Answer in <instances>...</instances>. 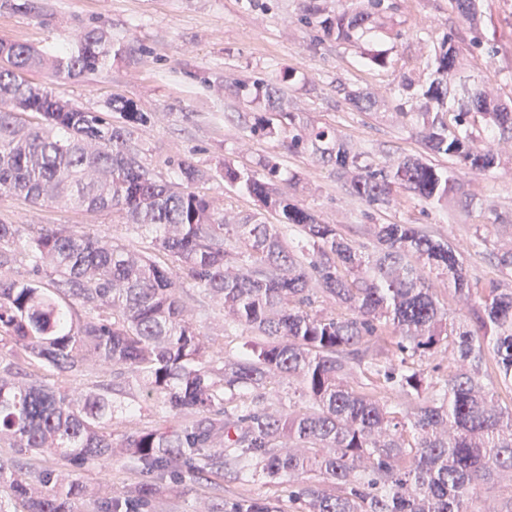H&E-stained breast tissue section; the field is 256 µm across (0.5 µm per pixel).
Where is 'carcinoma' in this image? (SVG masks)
<instances>
[{
	"label": "carcinoma",
	"instance_id": "carcinoma-1",
	"mask_svg": "<svg viewBox=\"0 0 512 512\" xmlns=\"http://www.w3.org/2000/svg\"><path fill=\"white\" fill-rule=\"evenodd\" d=\"M385 2L342 8L318 25L351 42ZM456 3L479 23L478 0ZM134 52L100 29L70 34L53 53L0 41V193L118 211L150 238L147 252L74 228L0 221V445L71 467L0 464L11 512H78L89 497L78 472L114 448L150 480L98 497L96 512L152 506L166 473L198 482L222 471L238 481L250 468L292 480L288 498L301 512H490L482 487L512 480V408L483 377L491 363L512 385V289L492 282L474 291L455 249L417 224L374 225L371 248L349 240L278 190L270 160L261 175L230 164L220 172L279 220L240 224L195 191L207 173L190 160L171 161L167 177L150 168L135 138L150 117L129 100L108 103L115 121L24 78L34 70L68 80ZM435 63L426 90L402 81L422 144L474 172L493 170L492 132L512 131V100L475 88L450 128L442 109L463 65L452 37ZM254 88L266 113L251 134L288 132V150L334 166L371 206L388 204L396 184L437 203L461 189L452 172L415 157L374 169L351 141L280 111L272 84ZM283 225L298 229L295 244ZM432 272L448 278L470 319L449 317L431 292ZM187 286L216 303L226 324L266 341L245 356L215 357L181 299ZM327 301L349 314L316 308ZM438 351L448 353V376L434 390L418 361ZM88 370L97 380L87 389L45 380ZM284 379L297 382L299 400L273 410L266 392ZM129 386L180 423L114 438L116 414L134 411L121 400ZM402 396L420 404L392 406ZM224 512L281 510L240 498Z\"/></svg>",
	"mask_w": 512,
	"mask_h": 512
}]
</instances>
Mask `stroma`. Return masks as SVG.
I'll list each match as a JSON object with an SVG mask.
<instances>
[{"label": "stroma", "instance_id": "stroma-1", "mask_svg": "<svg viewBox=\"0 0 512 512\" xmlns=\"http://www.w3.org/2000/svg\"><path fill=\"white\" fill-rule=\"evenodd\" d=\"M46 2L37 16L0 0V39L51 52L68 32L97 28L114 41L133 44L132 55L113 59L105 70L59 85L43 72L29 73L28 79L92 111H106L115 97L132 101L151 117L142 140L156 172L168 173V160L191 159L212 173L200 191L242 220L260 212L259 203L214 172L225 163L254 171L259 159L269 157L278 163L281 180H292L299 206L337 225L346 237L369 244L373 225L417 224L457 248L472 287L484 288L492 280L512 287V270L499 265L501 254L512 250V132L499 136L502 163L490 172L471 171L444 155L430 157L436 166L453 170L461 185L448 204L397 187L381 207L350 196L332 166L310 153L288 151L284 136L250 132L261 114L252 102V83L263 79L281 89L286 110L301 124L335 130L365 151L373 166L425 154L414 120L399 109L403 77L418 87L428 85L440 42L451 34L467 57L456 79L457 95L477 86L512 99V0H480L484 24L478 30L460 16L455 0H387L382 26L360 32L351 43L337 42L303 22L304 0ZM368 49L386 51V65L364 62ZM355 89L385 100L384 112L353 106L348 94ZM0 220L65 225L120 243L133 239L120 214L57 203L35 206L6 193L0 194ZM181 297L215 353L239 354L253 340L249 331L225 329L223 312L195 289H183ZM83 479L106 492L137 482L140 475L130 460L116 456L85 471ZM165 484L168 491L152 512H202L245 496L275 499L284 512H298L288 501L287 483L258 474L234 482L218 474L207 486L172 474Z\"/></svg>", "mask_w": 512, "mask_h": 512}]
</instances>
